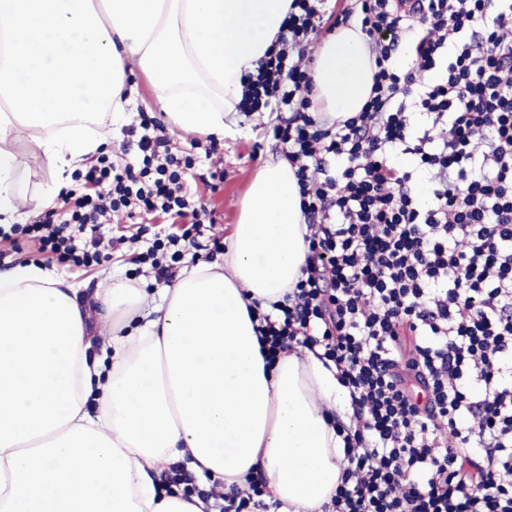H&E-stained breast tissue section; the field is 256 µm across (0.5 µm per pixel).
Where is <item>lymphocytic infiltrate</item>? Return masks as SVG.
<instances>
[{
  "label": "lymphocytic infiltrate",
  "mask_w": 512,
  "mask_h": 512,
  "mask_svg": "<svg viewBox=\"0 0 512 512\" xmlns=\"http://www.w3.org/2000/svg\"><path fill=\"white\" fill-rule=\"evenodd\" d=\"M325 4L291 0L237 105L276 113L309 230L301 278L257 333L272 358L319 348L349 393L348 465L329 512H512V0H361L343 12L375 73L361 111L333 123L309 113L305 60ZM404 40L408 70L396 62ZM151 124L140 121L134 161L98 156L60 209L0 237L28 234L91 268L99 244L79 246L69 224L146 212L183 230L143 260H178L213 217L185 189L194 160Z\"/></svg>",
  "instance_id": "1"
}]
</instances>
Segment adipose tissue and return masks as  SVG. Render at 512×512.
<instances>
[{"instance_id":"obj_1","label":"adipose tissue","mask_w":512,"mask_h":512,"mask_svg":"<svg viewBox=\"0 0 512 512\" xmlns=\"http://www.w3.org/2000/svg\"><path fill=\"white\" fill-rule=\"evenodd\" d=\"M291 0H0V224L19 223L24 147L42 151L54 206L112 142L149 80L168 130L223 136ZM375 72L356 25L321 41L312 100L362 109ZM294 171L266 160L220 263L184 267L160 298L111 279L85 302L36 264L0 269V512H208L159 490L174 465L226 485L262 475L282 512H324L347 465V389L312 351L267 363L268 313L309 253ZM107 325L111 354L92 325Z\"/></svg>"}]
</instances>
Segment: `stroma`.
Returning a JSON list of instances; mask_svg holds the SVG:
<instances>
[{
    "instance_id": "obj_1",
    "label": "stroma",
    "mask_w": 512,
    "mask_h": 512,
    "mask_svg": "<svg viewBox=\"0 0 512 512\" xmlns=\"http://www.w3.org/2000/svg\"><path fill=\"white\" fill-rule=\"evenodd\" d=\"M275 115L271 112H256L244 116L241 112L230 113L228 127L223 138L209 141L206 136L169 135V144L173 151L186 152L195 159V178L190 179L189 188L195 203L203 204L211 211L215 223L210 235L201 236L199 248H191L184 254L187 263H212L221 260L222 252L216 251L212 238L228 236L238 220L240 205L247 193L251 179L258 167L267 159L279 157L281 149L268 135L269 123ZM221 172L224 175L217 190H209L199 181V174ZM158 231L154 224H137L126 217H117L114 223L102 225L101 238H109L117 233L138 234L139 239L132 249L114 250L111 258L100 266L85 272L68 268L56 262H46L33 241L19 239L18 251L12 256L17 264L33 262L47 265L49 270L63 276L79 288L84 298H92L98 284L108 278H122L130 281H146L149 288L159 290L165 287V280L159 279L155 269L147 264L134 263L135 253L151 245Z\"/></svg>"
}]
</instances>
